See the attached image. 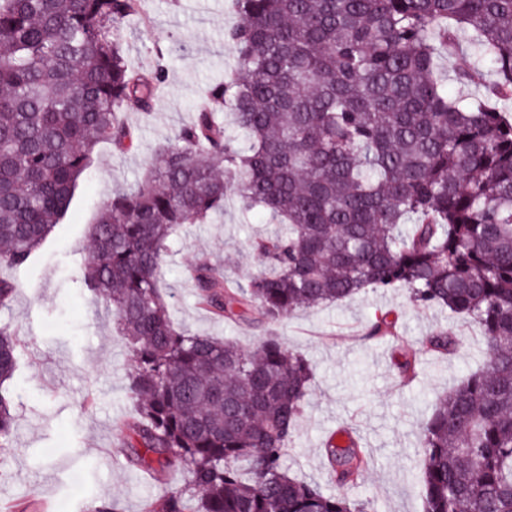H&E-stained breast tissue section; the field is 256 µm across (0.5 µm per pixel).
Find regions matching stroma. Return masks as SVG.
Returning <instances> with one entry per match:
<instances>
[{
    "label": "stroma",
    "mask_w": 512,
    "mask_h": 512,
    "mask_svg": "<svg viewBox=\"0 0 512 512\" xmlns=\"http://www.w3.org/2000/svg\"><path fill=\"white\" fill-rule=\"evenodd\" d=\"M238 19L234 0H141L139 14L120 25L131 65L148 74L161 55L166 76L150 114L123 115L133 147L96 146L90 172L61 224L39 260L14 271L20 288L9 307H0V326L13 330L20 343L11 386L14 430L9 444L0 445V512H91L94 502L112 498L125 512H140L146 499L164 496L184 480L178 470L157 482L122 465L114 424L134 411L126 389L133 358L111 308L83 289L82 267L89 230L103 203L116 189L148 177L155 153L192 120L211 84L233 70L224 31ZM270 229L266 211L242 213L232 195L213 223L188 226L162 277L174 321L247 349L274 336L303 354L314 378L289 445L290 473L327 491L370 501L376 512H422L418 428L439 394L483 366L486 343L480 327L415 306L398 288L369 289L297 310L278 324L216 321L199 305L189 267L204 256L231 280H247L257 269L252 241ZM230 251L238 258L233 266L224 263ZM385 311L399 315L398 339L368 335L375 316ZM439 331L456 337L453 355L428 350L427 338ZM407 354L417 362V375L409 382L396 367ZM341 429L360 440L368 460L361 481L344 488L324 453L326 440Z\"/></svg>",
    "instance_id": "obj_1"
}]
</instances>
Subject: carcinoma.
<instances>
[{
	"label": "carcinoma",
	"instance_id": "carcinoma-1",
	"mask_svg": "<svg viewBox=\"0 0 512 512\" xmlns=\"http://www.w3.org/2000/svg\"><path fill=\"white\" fill-rule=\"evenodd\" d=\"M141 0H0V268L32 263L60 224L95 147L127 149L120 110L149 113L148 79L119 25ZM219 80L89 234L83 288L112 306L131 347L136 417L115 424L132 467L181 487L142 512H372L371 503L292 477L288 442L309 396L310 362L277 338L246 350L173 320L161 272L181 230L224 212L267 211L245 284L208 259L191 269L218 321L280 322L367 289L401 288L479 325L486 368L439 396L419 427L422 512H512V0H236ZM454 79L482 89L448 88ZM233 110L234 129L215 106ZM18 288L0 274V306ZM384 313L372 336H397ZM449 354L446 331L429 338ZM15 334L0 326V444L14 416ZM340 485L366 465L355 437L326 444ZM195 507L187 509V502Z\"/></svg>",
	"mask_w": 512,
	"mask_h": 512
}]
</instances>
